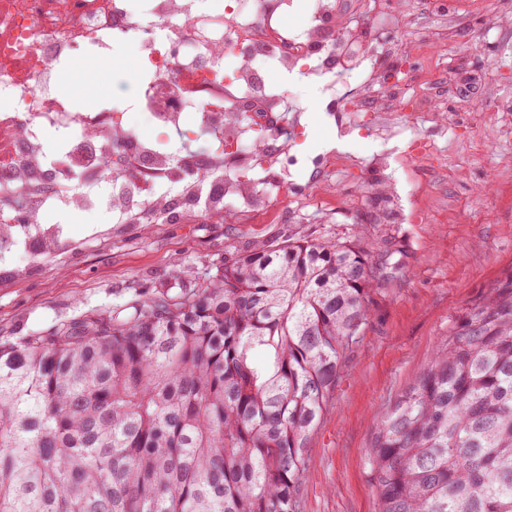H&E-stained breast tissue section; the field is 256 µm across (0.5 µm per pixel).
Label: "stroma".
Listing matches in <instances>:
<instances>
[{"label":"stroma","mask_w":512,"mask_h":512,"mask_svg":"<svg viewBox=\"0 0 512 512\" xmlns=\"http://www.w3.org/2000/svg\"><path fill=\"white\" fill-rule=\"evenodd\" d=\"M448 14L454 42H429L414 72L417 90L435 88L448 101L447 113L423 112L414 122L425 134L447 120L442 165L407 161L405 139L385 143L360 131L337 144L316 88H303L307 137L300 152L337 146L345 156L323 179L321 207L305 204L303 187L287 191L260 224L196 212L177 222L119 224L105 209L61 212L64 250L0 259V337L15 340L119 307L144 291L190 287L258 244L333 239L361 227L378 267L369 322L311 440L300 512H377L366 469L373 416L394 404L466 308L512 274V114L479 109L487 87L512 94V0H449ZM462 45L468 52L461 58ZM67 70L57 87L74 108L87 96L106 104L111 76L89 79L79 56ZM378 151L394 153L397 164L368 170L366 158ZM386 183L396 186L405 209L426 211L427 223H375L374 213L387 205L378 192Z\"/></svg>","instance_id":"35a3bbf8"}]
</instances>
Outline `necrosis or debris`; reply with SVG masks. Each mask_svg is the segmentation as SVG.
<instances>
[{"label": "necrosis or debris", "instance_id": "4bbe7bcc", "mask_svg": "<svg viewBox=\"0 0 512 512\" xmlns=\"http://www.w3.org/2000/svg\"><path fill=\"white\" fill-rule=\"evenodd\" d=\"M149 2L144 17L132 0H0V176L15 189L0 196L1 225L16 226L26 213L38 223L35 237L57 239L58 227L39 219L60 188L68 211L175 214L177 205L155 188L176 179L179 163L135 131L132 112L188 142L210 133L209 162L224 170V198L245 205L224 218L249 224L285 194L281 178L299 162L289 146L303 140L305 127L286 117L298 100L290 81L314 86L347 113L336 126L341 138L366 125L380 140L399 138L389 113L422 109L410 86L380 87L385 63L362 43L361 29L344 22L339 0H306L302 23L291 29L282 19L293 14L294 0H223L217 8L204 0ZM367 13L394 52L404 39L427 38L411 8L391 15L385 0H368ZM124 40L134 42L138 66L114 91L120 107L75 111L57 88L59 67L81 50L95 69ZM265 65L283 85L262 80ZM153 95L177 104L151 110ZM49 132L66 138L53 165L44 144ZM81 165L94 171V182H71Z\"/></svg>", "mask_w": 512, "mask_h": 512}]
</instances>
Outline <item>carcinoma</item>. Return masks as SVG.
Segmentation results:
<instances>
[{
  "instance_id": "obj_1",
  "label": "carcinoma",
  "mask_w": 512,
  "mask_h": 512,
  "mask_svg": "<svg viewBox=\"0 0 512 512\" xmlns=\"http://www.w3.org/2000/svg\"><path fill=\"white\" fill-rule=\"evenodd\" d=\"M375 278L355 235L290 239L0 337V512H298ZM373 424L378 512H512V278Z\"/></svg>"
}]
</instances>
